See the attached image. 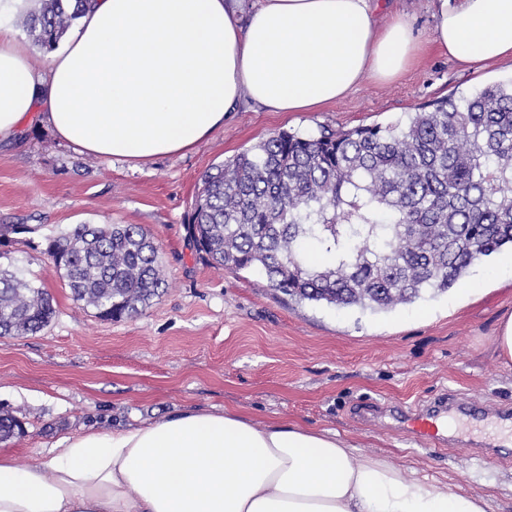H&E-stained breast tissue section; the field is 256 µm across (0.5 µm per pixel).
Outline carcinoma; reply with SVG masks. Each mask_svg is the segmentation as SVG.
Here are the masks:
<instances>
[{
    "mask_svg": "<svg viewBox=\"0 0 512 512\" xmlns=\"http://www.w3.org/2000/svg\"><path fill=\"white\" fill-rule=\"evenodd\" d=\"M93 3L42 0L26 19L34 42L54 49ZM188 231L210 264L255 269L301 302L385 311L445 293L512 245V77L395 124L275 133L205 172ZM311 247L333 262L309 263ZM47 253L104 320L143 313L166 286L137 224H80ZM54 315L46 289L0 267L1 336Z\"/></svg>",
    "mask_w": 512,
    "mask_h": 512,
    "instance_id": "carcinoma-1",
    "label": "carcinoma"
}]
</instances>
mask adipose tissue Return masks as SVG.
<instances>
[{"mask_svg":"<svg viewBox=\"0 0 512 512\" xmlns=\"http://www.w3.org/2000/svg\"><path fill=\"white\" fill-rule=\"evenodd\" d=\"M434 40L464 66L512 58V0H433ZM379 0H97L47 69L0 25V142L30 112L63 141L137 163L190 150L241 95L311 112L390 81L419 43ZM19 466L0 448V512H488L486 499L353 461L327 431L238 409L64 437Z\"/></svg>","mask_w":512,"mask_h":512,"instance_id":"ef3b65f1","label":"adipose tissue"}]
</instances>
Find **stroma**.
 Listing matches in <instances>:
<instances>
[{
  "label": "stroma",
  "instance_id": "1",
  "mask_svg": "<svg viewBox=\"0 0 512 512\" xmlns=\"http://www.w3.org/2000/svg\"><path fill=\"white\" fill-rule=\"evenodd\" d=\"M431 0H388L379 20L406 16L425 47L390 83L364 81L315 112H270L242 99L222 127L185 154L133 164L83 154L42 117L0 146V264L44 285L56 314L41 332L0 336V413L19 419L18 464L59 439L145 425L184 411L238 407L255 425L297 422L348 439L408 478L512 512V447L495 418L448 426L424 446L397 422L450 392L512 409V361L496 327L512 311V271L491 256L448 292L382 312L297 302L259 271L217 269L187 231L203 174L280 130L319 134L405 119L425 103L512 77V59L463 67L432 41ZM79 224H139L167 287L140 316L99 318L73 301L51 263V238Z\"/></svg>",
  "mask_w": 512,
  "mask_h": 512
}]
</instances>
